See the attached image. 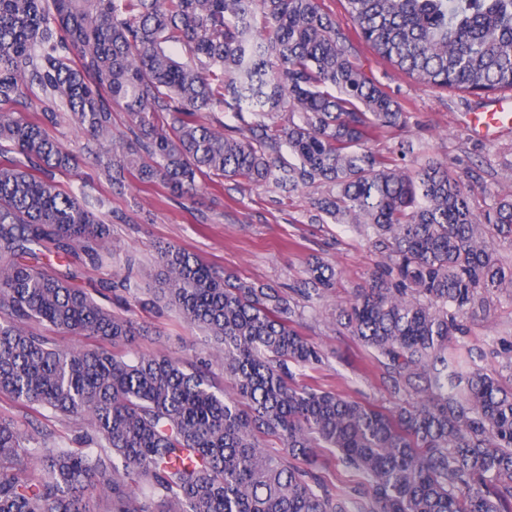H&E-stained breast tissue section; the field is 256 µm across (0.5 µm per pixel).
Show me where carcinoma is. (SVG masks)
<instances>
[{"label":"carcinoma","instance_id":"cac0c4a2","mask_svg":"<svg viewBox=\"0 0 512 512\" xmlns=\"http://www.w3.org/2000/svg\"><path fill=\"white\" fill-rule=\"evenodd\" d=\"M343 6L371 52L419 84L512 90V0ZM33 84L39 120L24 115ZM116 102L131 116L118 137ZM224 107L254 118L249 135L199 121ZM278 112L285 125L263 121ZM63 115L118 194L129 175L184 200L200 176L326 187L317 212L370 230L381 253L336 321L378 353L395 392L423 379L426 395L385 412L289 383V365L321 358L293 326L333 285L320 262L292 302L158 248V292L213 337L234 398L205 370L115 352L140 327L49 260L97 265L111 238L52 179L71 155L43 124ZM404 120L320 0H0V394L87 425L81 447H50L39 428L0 419V512H92L93 499L106 512H512V389L448 356L458 318L512 292L494 247L512 240V198L478 214L447 163L399 166L367 147ZM32 323L104 345L64 347ZM323 448L359 480L332 488L311 468Z\"/></svg>","mask_w":512,"mask_h":512}]
</instances>
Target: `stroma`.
Instances as JSON below:
<instances>
[{"label":"stroma","instance_id":"1","mask_svg":"<svg viewBox=\"0 0 512 512\" xmlns=\"http://www.w3.org/2000/svg\"><path fill=\"white\" fill-rule=\"evenodd\" d=\"M321 3L348 35L357 64L401 103L406 114L405 124L376 134L369 148L390 159L400 142H409L419 161L447 162L461 177L474 172L476 207H485L494 196H512V126L500 129L490 141L475 137L470 130L471 113L489 108L496 95L415 83L380 61L361 42L340 0ZM46 131L77 154L70 169L56 173V181L103 200L102 212L112 218L113 258L98 267L79 261L71 264L78 285L92 291L128 276L142 291L157 288V249L167 243L180 246L224 275L271 286L288 296L305 279L307 262L323 260L335 269L336 284L296 319L298 331L318 346L323 357L321 362L293 367L294 382L341 393L385 411L410 403V395L393 392L377 353L336 323L337 305L344 303L353 289L367 285L379 253L371 240L351 225L315 219L312 200L318 197V189L286 193L243 179L204 177L195 199L187 201L170 198L161 186H147L134 179L125 194L118 195L82 153L87 137L80 129L65 122L47 126ZM102 303L145 329L144 335L125 345L127 356L162 353L194 364L210 361L213 339L188 327L175 310L140 307L120 291L107 293ZM461 325V332L451 338L450 352L488 375L501 376L504 385L512 388V375L502 371L507 356L512 355V293L491 295L486 307L464 315ZM210 363L214 386L231 392L220 362ZM0 418L22 426L39 425L51 441L72 448L79 447L86 432L78 421L37 407L20 408L5 395H0Z\"/></svg>","mask_w":512,"mask_h":512}]
</instances>
